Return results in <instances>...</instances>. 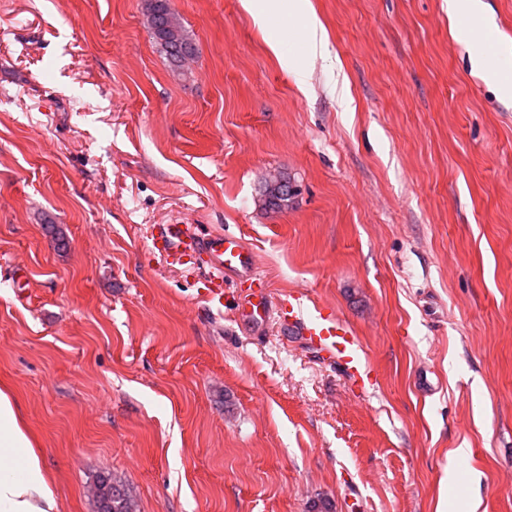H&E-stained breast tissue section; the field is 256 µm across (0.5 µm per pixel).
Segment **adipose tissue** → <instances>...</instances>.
<instances>
[{
  "label": "adipose tissue",
  "mask_w": 512,
  "mask_h": 512,
  "mask_svg": "<svg viewBox=\"0 0 512 512\" xmlns=\"http://www.w3.org/2000/svg\"><path fill=\"white\" fill-rule=\"evenodd\" d=\"M288 13L300 18L296 35L309 59L324 56L327 32L310 0H289ZM0 512H58L55 491L33 448L14 401L0 390Z\"/></svg>",
  "instance_id": "obj_1"
}]
</instances>
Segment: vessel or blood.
Returning a JSON list of instances; mask_svg holds the SVG:
<instances>
[{"label": "vessel or blood", "instance_id": "vessel-or-blood-1", "mask_svg": "<svg viewBox=\"0 0 512 512\" xmlns=\"http://www.w3.org/2000/svg\"><path fill=\"white\" fill-rule=\"evenodd\" d=\"M161 251L167 256L180 260L196 255H207L210 270L198 293L208 303L223 307L227 303L226 286L229 279L253 287L251 297L243 298L242 306L259 302L262 312L276 310L279 318L288 326L297 329L307 339L319 342L333 353L360 381L368 380L370 371L358 353V340L352 329L327 305L316 306L314 314H306L304 292L289 293L287 300L271 304L269 294L255 264L253 253L246 251L238 238L227 235H199L189 224L162 225L156 239Z\"/></svg>", "mask_w": 512, "mask_h": 512}]
</instances>
